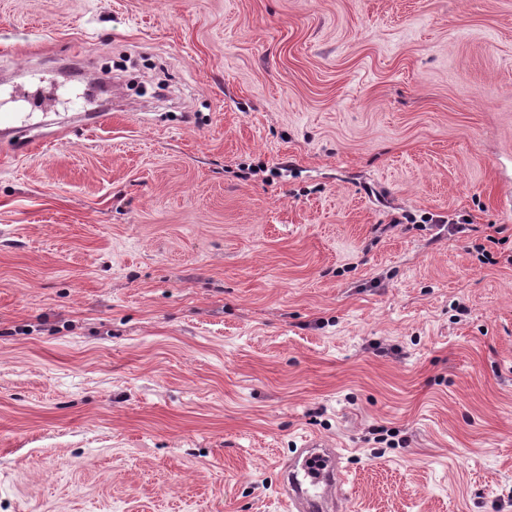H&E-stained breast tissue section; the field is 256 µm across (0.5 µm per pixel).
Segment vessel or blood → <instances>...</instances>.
<instances>
[{"mask_svg":"<svg viewBox=\"0 0 512 512\" xmlns=\"http://www.w3.org/2000/svg\"><path fill=\"white\" fill-rule=\"evenodd\" d=\"M341 471V457L329 443L306 438L283 467L291 512H339L344 500Z\"/></svg>","mask_w":512,"mask_h":512,"instance_id":"vessel-or-blood-1","label":"vessel or blood"}]
</instances>
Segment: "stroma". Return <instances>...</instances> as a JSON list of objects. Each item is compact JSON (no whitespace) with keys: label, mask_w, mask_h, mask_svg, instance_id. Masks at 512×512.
<instances>
[{"label":"stroma","mask_w":512,"mask_h":512,"mask_svg":"<svg viewBox=\"0 0 512 512\" xmlns=\"http://www.w3.org/2000/svg\"><path fill=\"white\" fill-rule=\"evenodd\" d=\"M1 128L0 512H512V0H0ZM319 437L305 438L283 467V486L294 512L338 511L344 500L341 456ZM302 472V480L298 478ZM288 478V485H285Z\"/></svg>","instance_id":"1"}]
</instances>
